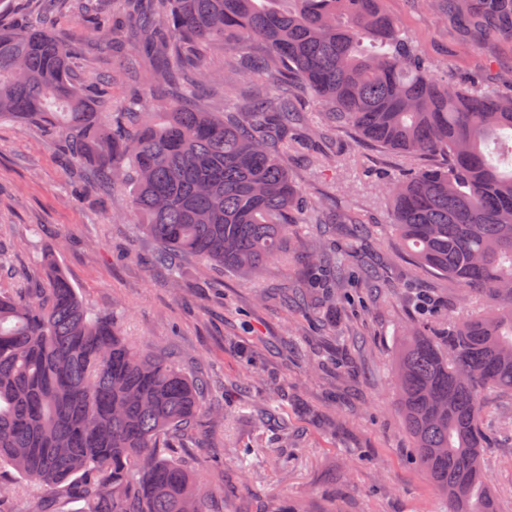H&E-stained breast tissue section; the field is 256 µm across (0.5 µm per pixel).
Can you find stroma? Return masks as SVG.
<instances>
[{
  "label": "stroma",
  "instance_id": "obj_1",
  "mask_svg": "<svg viewBox=\"0 0 512 512\" xmlns=\"http://www.w3.org/2000/svg\"><path fill=\"white\" fill-rule=\"evenodd\" d=\"M382 9L442 79L492 76L512 83V42L475 47L427 0H382ZM94 17L57 14L51 31L71 43V67L96 84L123 53L97 41ZM296 138L284 154L303 206L291 241L261 277L200 261L183 264L173 288L157 246L136 228L129 188L101 195L75 182L65 143L38 123L0 122V291L34 288L40 260L55 251L83 301L111 314L127 338L159 344L190 376L205 377L213 417H200L170 454L213 491L208 512H448L396 407L395 353L421 320L434 326L480 309L446 276L418 266L395 237L388 186L434 155L408 157L329 122L308 93L293 98ZM327 253L347 271L344 301L328 302L307 283L309 256ZM348 366L337 372L332 355ZM490 439L481 454L489 486L512 512V419L490 401ZM253 446L240 457L237 449ZM14 512H84L78 497L46 494L12 469Z\"/></svg>",
  "mask_w": 512,
  "mask_h": 512
}]
</instances>
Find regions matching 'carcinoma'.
<instances>
[{
    "mask_svg": "<svg viewBox=\"0 0 512 512\" xmlns=\"http://www.w3.org/2000/svg\"><path fill=\"white\" fill-rule=\"evenodd\" d=\"M476 42L512 39V0H442ZM97 28L150 78L120 112L100 110L42 26L0 25V120L39 122L67 142L72 173L128 183L157 259L199 257L256 272L277 256L299 194L277 153L299 82L332 118L404 155L444 159L390 189L393 227L426 269L489 299L441 335L412 331L397 406L412 460L449 512H499L481 461L486 396L512 398V86L438 80L380 0H112ZM202 43L237 50L263 80L243 109L209 112ZM44 288L0 294V465L85 512H205L212 491L167 456L207 382L150 345L131 346L44 259Z\"/></svg>",
    "mask_w": 512,
    "mask_h": 512,
    "instance_id": "carcinoma-1",
    "label": "carcinoma"
}]
</instances>
